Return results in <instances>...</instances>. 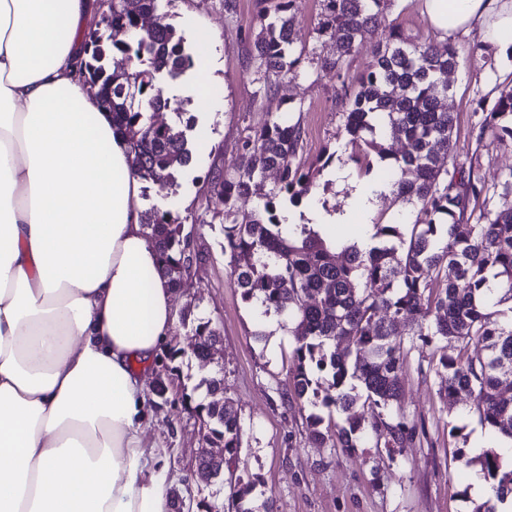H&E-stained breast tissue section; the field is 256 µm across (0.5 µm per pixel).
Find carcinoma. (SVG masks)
<instances>
[{
	"instance_id": "cac0c4a2",
	"label": "carcinoma",
	"mask_w": 512,
	"mask_h": 512,
	"mask_svg": "<svg viewBox=\"0 0 512 512\" xmlns=\"http://www.w3.org/2000/svg\"><path fill=\"white\" fill-rule=\"evenodd\" d=\"M105 0L99 20L83 34L84 83L97 106L112 113L115 131L128 145V162L140 180L158 194H171L179 175L190 169L189 140L196 117L182 102L163 95L159 78L177 81L194 69L186 39L162 2ZM395 0H322L315 26L331 51L316 58L322 70L342 72L361 43L382 29L385 43L360 79L358 88L341 84L336 106L346 114L344 131L325 147L318 164L299 158L305 137L301 121L288 113L269 114L241 138L235 167L208 177L213 216L224 223V258L244 302L288 324V402L304 400L333 407L344 422L311 414L307 438L316 445L356 448L372 443L385 448L413 444L423 426L400 407L406 357L431 349L429 369L440 380L448 407L463 395L472 400L489 433L512 441V170L504 177L494 208L474 215L470 209L489 192L473 168L457 160L455 119L443 109L448 73L460 67L456 47L406 38L389 21ZM297 0H255L249 44V68L256 95H267L270 77H295L305 49H296L291 10ZM158 112L175 119L159 120ZM477 140L491 135L512 143V89L481 107ZM400 141L390 153L383 138ZM340 152L357 172L382 185V198L417 207L426 222L404 234L384 224L380 213L365 248L332 230L323 235L311 224H289L290 207L314 204L319 179ZM278 179L264 190V175ZM257 196L244 211L242 197ZM154 241L162 271L181 288L192 261L183 235L185 219L172 209L152 206L140 213ZM317 370L331 378L325 388L312 378ZM205 389L191 407L203 439L235 455L243 429L224 382L204 377ZM378 409L366 421L361 408ZM455 459L478 463L492 497L473 512H497L512 499V467L492 446L475 457L457 446ZM256 488L252 479L233 488L238 512H252L245 501Z\"/></svg>"
}]
</instances>
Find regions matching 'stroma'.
Instances as JSON below:
<instances>
[{
	"instance_id": "35a3bbf8",
	"label": "stroma",
	"mask_w": 512,
	"mask_h": 512,
	"mask_svg": "<svg viewBox=\"0 0 512 512\" xmlns=\"http://www.w3.org/2000/svg\"><path fill=\"white\" fill-rule=\"evenodd\" d=\"M298 2L294 26L306 57L298 76L280 81L277 93L263 100L255 95L243 40L252 19L253 0H238L237 13L231 18L224 14V0H173L169 8L173 23L184 33L196 60L208 62L211 96L206 99L195 92L191 75L171 86V93L197 117L193 133L196 166L180 178L176 195L163 200L155 190H148L139 199L141 208L162 202L183 216L206 213L211 196L207 173L232 168L240 137L270 112H285L301 121L306 139L300 157L305 164L315 163L323 147L334 144L345 117L335 104V72L319 70L315 63L316 57L328 51L314 33L322 2ZM390 18L404 36L439 39L421 11L420 0H395ZM480 38L475 31L454 39L467 63L449 75L453 92L445 104L455 116L454 137L461 162L478 170L494 189L512 169V145L490 136L477 140L473 127L481 115L480 104H492L501 90L512 87V54L496 53L488 60L474 55L472 46ZM189 232L191 248L203 260L176 293V308L186 311L187 320L176 326L167 346H185L190 326L203 317L219 329L223 357L216 365L179 359L170 378L173 401L150 407L147 435L159 450L170 489L190 488L196 500L222 503L224 512H235L231 489L237 479L248 477L258 480L251 506L260 507L271 498L278 512H472L478 498H463L462 492L471 487L477 469L453 463L448 427L460 426L462 436L471 442L483 426L470 413L469 402L447 408L434 372L419 367L420 351L407 356L401 399L402 410L425 425L424 435L414 445L377 448L369 443L350 450L313 447L307 440V417L324 413L325 408L283 400L292 345L287 327L262 317L242 301L229 278L224 226L219 219L193 225ZM259 329L265 332L260 341L254 338ZM216 374L222 376L224 394L238 411L243 442L237 455L225 457L221 480L188 487L184 480L195 464L201 430L198 419L177 396L183 388Z\"/></svg>"
}]
</instances>
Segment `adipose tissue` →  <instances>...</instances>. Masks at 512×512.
<instances>
[{"label": "adipose tissue", "mask_w": 512, "mask_h": 512, "mask_svg": "<svg viewBox=\"0 0 512 512\" xmlns=\"http://www.w3.org/2000/svg\"><path fill=\"white\" fill-rule=\"evenodd\" d=\"M441 39L512 30V0H421ZM96 0H0V512H167L142 370L174 294L128 145L86 92ZM347 224L380 186L339 170Z\"/></svg>", "instance_id": "adipose-tissue-1"}]
</instances>
